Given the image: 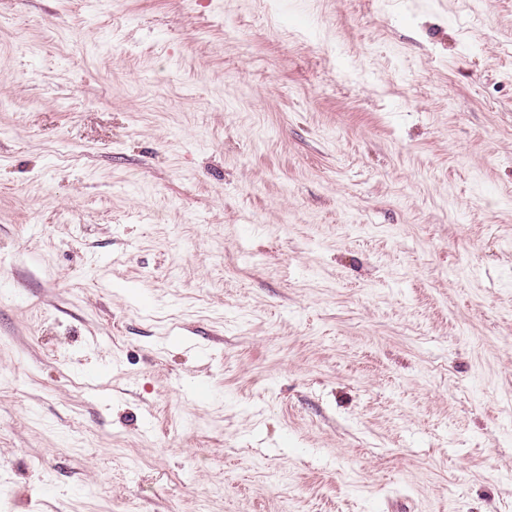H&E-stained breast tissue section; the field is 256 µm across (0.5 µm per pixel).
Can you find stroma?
Segmentation results:
<instances>
[{
  "mask_svg": "<svg viewBox=\"0 0 512 512\" xmlns=\"http://www.w3.org/2000/svg\"><path fill=\"white\" fill-rule=\"evenodd\" d=\"M0 512H512V0H0Z\"/></svg>",
  "mask_w": 512,
  "mask_h": 512,
  "instance_id": "obj_1",
  "label": "stroma"
}]
</instances>
